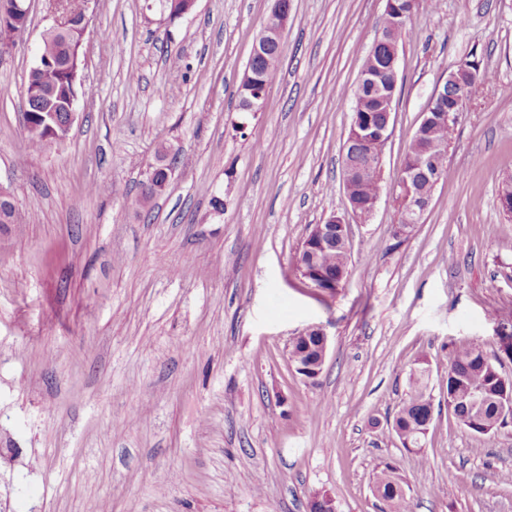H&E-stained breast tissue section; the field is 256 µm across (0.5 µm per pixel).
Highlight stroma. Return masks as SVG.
Masks as SVG:
<instances>
[{"mask_svg":"<svg viewBox=\"0 0 512 512\" xmlns=\"http://www.w3.org/2000/svg\"><path fill=\"white\" fill-rule=\"evenodd\" d=\"M270 0H92L91 50L67 138L33 151L25 86L46 0L0 54V512H382L392 463L413 512H512V432L476 438L448 411L442 360L498 351L512 320V0H439L399 45L392 135L372 219L350 226L342 288L294 267L313 225L343 215L353 88L385 0H292L262 111L238 86ZM477 85L422 224L393 236L391 190L436 83L463 60ZM167 141L166 193L141 204L142 170ZM223 198V213L212 203ZM329 344L316 383L290 342ZM427 361L434 420L422 453L390 423Z\"/></svg>","mask_w":512,"mask_h":512,"instance_id":"obj_1","label":"stroma"}]
</instances>
